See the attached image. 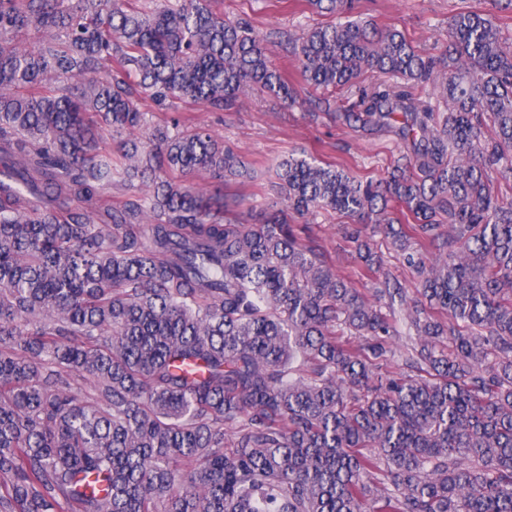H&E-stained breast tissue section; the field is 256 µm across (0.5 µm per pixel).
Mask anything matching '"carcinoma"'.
Wrapping results in <instances>:
<instances>
[{"instance_id": "1", "label": "carcinoma", "mask_w": 512, "mask_h": 512, "mask_svg": "<svg viewBox=\"0 0 512 512\" xmlns=\"http://www.w3.org/2000/svg\"><path fill=\"white\" fill-rule=\"evenodd\" d=\"M151 2L0 0V512H512V49L493 15L456 14L425 56L358 0H306L339 21L295 38L304 82L402 80L336 115L402 118L404 151L377 181L291 153L252 222L169 178H244L241 158L146 126L139 101L230 112L301 89L214 0ZM318 209L353 220L373 287L295 223ZM374 240L378 246L379 253L382 254L383 259L385 260V268L390 272L392 277L399 280L401 283L406 284L407 287L411 285V281L413 280L411 274L400 265L399 261L395 258L394 252L387 250L385 245V234L382 227L377 229Z\"/></svg>"}]
</instances>
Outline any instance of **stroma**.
<instances>
[{
	"instance_id": "1",
	"label": "stroma",
	"mask_w": 512,
	"mask_h": 512,
	"mask_svg": "<svg viewBox=\"0 0 512 512\" xmlns=\"http://www.w3.org/2000/svg\"><path fill=\"white\" fill-rule=\"evenodd\" d=\"M225 16L241 18L267 39L272 63L288 76L299 71L288 43L289 35L317 24L329 23V15L317 14L305 0H221ZM490 0H360L359 11L375 23L395 24L423 54L435 55L448 41V20L462 11H491ZM142 109L152 125L202 126L238 154L252 177L230 183L224 193L237 198L242 208L260 210L276 200L271 189L275 163L293 151H303L320 160L345 166L353 173L374 179L385 177L400 152L392 129L363 128L336 122L333 114L301 108H284L254 93L243 97L233 112H221L191 103L155 104L144 101ZM342 217L321 210L303 223L351 280H359L361 264L351 255L339 230Z\"/></svg>"
}]
</instances>
